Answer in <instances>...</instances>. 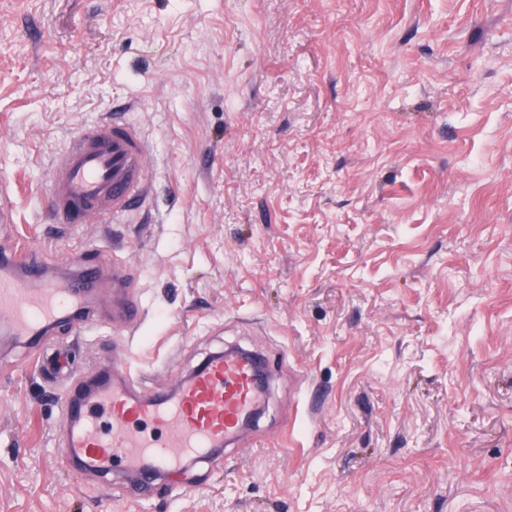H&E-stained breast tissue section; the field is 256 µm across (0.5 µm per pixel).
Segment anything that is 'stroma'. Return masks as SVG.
I'll return each mask as SVG.
<instances>
[{"label":"stroma","mask_w":512,"mask_h":512,"mask_svg":"<svg viewBox=\"0 0 512 512\" xmlns=\"http://www.w3.org/2000/svg\"><path fill=\"white\" fill-rule=\"evenodd\" d=\"M133 102L144 222L50 223L53 158ZM0 246L121 239L134 335L44 337L165 387L263 352L250 439L142 497L63 457L0 341V512H512V0H0Z\"/></svg>","instance_id":"35a3bbf8"}]
</instances>
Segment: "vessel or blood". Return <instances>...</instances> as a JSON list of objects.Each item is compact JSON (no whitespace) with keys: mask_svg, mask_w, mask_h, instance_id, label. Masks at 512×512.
<instances>
[{"mask_svg":"<svg viewBox=\"0 0 512 512\" xmlns=\"http://www.w3.org/2000/svg\"><path fill=\"white\" fill-rule=\"evenodd\" d=\"M141 129L115 112L82 130L52 163V221L67 227L97 220L119 224L145 209L152 185ZM96 267L79 262L52 271L30 252H0V334L38 349L60 323L92 329ZM128 265L112 267V324L138 329L142 304ZM264 357L235 351L212 356L171 391L149 390L144 377L104 362L93 384L64 396L65 456L90 472L122 469L149 484L186 458L238 441L247 417L266 400Z\"/></svg>","mask_w":512,"mask_h":512,"instance_id":"1","label":"vessel or blood"}]
</instances>
